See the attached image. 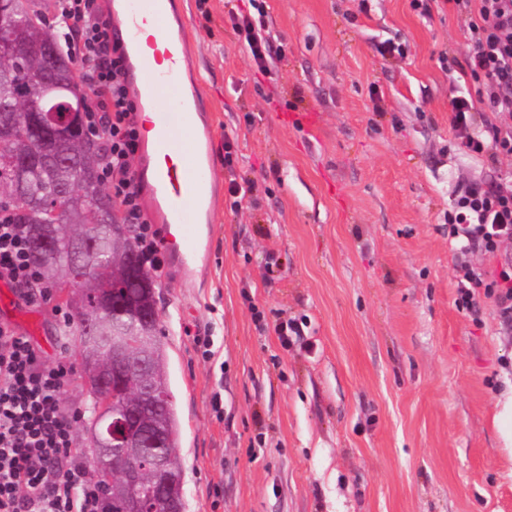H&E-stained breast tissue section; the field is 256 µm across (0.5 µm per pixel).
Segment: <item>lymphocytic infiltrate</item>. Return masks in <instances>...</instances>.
<instances>
[{"mask_svg":"<svg viewBox=\"0 0 512 512\" xmlns=\"http://www.w3.org/2000/svg\"><path fill=\"white\" fill-rule=\"evenodd\" d=\"M470 15V48L464 61H449L459 76H471L486 88L481 101L466 95L450 100V125L460 148L469 154L497 157L512 153V130L494 131L490 139L472 132L478 108L512 112V0H453ZM248 15H231L256 65H264L273 48L262 0H252ZM62 27L59 48L80 64L91 95L84 114L89 139L99 141V179L108 187L128 224L144 265L162 273L161 233L145 217L134 184L131 161L140 150L137 105L124 80L126 58L112 40L101 0H57ZM448 221L467 245L495 253L512 239V186L459 190ZM38 271L30 254L29 227L0 221V280L28 305L47 301L50 290L36 287ZM484 282L503 314H512V270L490 279L465 271L456 306L473 313L478 299L474 283ZM71 367L49 360L28 337L0 322V512H105L101 491L83 454L74 446L77 413L63 402Z\"/></svg>","mask_w":512,"mask_h":512,"instance_id":"obj_1","label":"lymphocytic infiltrate"}]
</instances>
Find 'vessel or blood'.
<instances>
[{
	"mask_svg": "<svg viewBox=\"0 0 512 512\" xmlns=\"http://www.w3.org/2000/svg\"><path fill=\"white\" fill-rule=\"evenodd\" d=\"M124 49L125 79L150 112L153 136L145 150L146 206L167 230L165 250L187 271L206 262L214 226L207 172L212 166L213 123L204 95L187 81V23L176 0H118L106 16ZM152 25L156 65L141 61L140 35Z\"/></svg>",
	"mask_w": 512,
	"mask_h": 512,
	"instance_id": "1",
	"label": "vessel or blood"
}]
</instances>
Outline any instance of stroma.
I'll return each mask as SVG.
<instances>
[{"instance_id":"35a3bbf8","label":"stroma","mask_w":512,"mask_h":512,"mask_svg":"<svg viewBox=\"0 0 512 512\" xmlns=\"http://www.w3.org/2000/svg\"><path fill=\"white\" fill-rule=\"evenodd\" d=\"M183 2L215 199L207 274L187 288L169 262L158 287L186 512H512V318L481 288L476 314L455 305L464 268L499 273L512 240L463 252L445 221L458 189L512 171L450 127L451 98L479 88L448 76L467 15L265 0L261 72L228 18L243 0ZM241 177L256 187L236 207ZM61 302L4 299L0 322L36 317L34 344L76 364ZM293 320L303 334L281 342Z\"/></svg>"}]
</instances>
